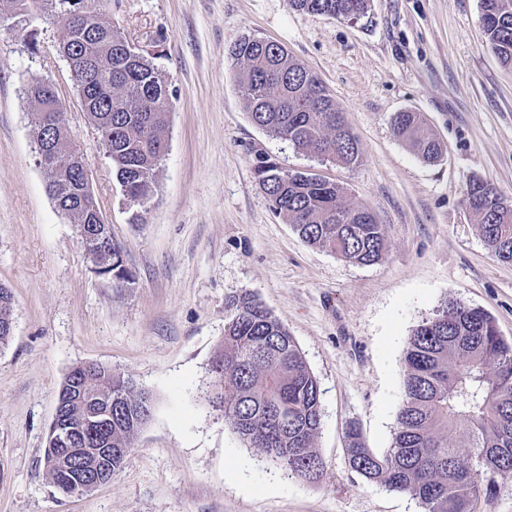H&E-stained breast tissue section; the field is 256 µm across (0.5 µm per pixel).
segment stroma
Listing matches in <instances>:
<instances>
[{
  "label": "stroma",
  "mask_w": 512,
  "mask_h": 512,
  "mask_svg": "<svg viewBox=\"0 0 512 512\" xmlns=\"http://www.w3.org/2000/svg\"><path fill=\"white\" fill-rule=\"evenodd\" d=\"M102 8L157 54L172 93L168 149L144 208L125 196L80 107L56 51L62 23L0 29V283L14 297L0 348V512H424L351 471L347 431L357 427L375 453L392 447L407 338L448 298L487 311L512 340V264L492 256L464 203L473 176L512 198V66L485 43L480 0H370L355 22L288 0ZM245 34L283 44L319 78L359 138V164L251 122L229 58ZM34 78L57 90L132 287L95 275L73 218L46 191L25 94ZM399 112L424 115L438 162L397 137ZM262 157L341 185L348 206L383 224L384 257L354 264L301 240L258 184ZM243 293L288 328L319 382V480L247 447L207 402L225 304ZM88 363L130 379L152 414L111 481L65 496L44 473L46 438L65 376Z\"/></svg>",
  "instance_id": "35a3bbf8"
}]
</instances>
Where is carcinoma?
Listing matches in <instances>:
<instances>
[{
	"label": "carcinoma",
	"instance_id": "1",
	"mask_svg": "<svg viewBox=\"0 0 512 512\" xmlns=\"http://www.w3.org/2000/svg\"><path fill=\"white\" fill-rule=\"evenodd\" d=\"M80 2L42 0V9L64 21ZM288 3L296 11L339 19H360L368 11V0ZM482 24L487 46L503 64L512 65V0H482ZM127 44L120 29L102 17L68 49L84 71L87 115L106 144L115 178L131 201L145 206L156 191L157 168L167 149L172 100L153 57L131 60ZM229 55L241 67L240 91L255 126L340 164L360 162V143L331 95L285 47L244 35ZM394 131L423 161L440 157V143L424 130L420 113H398ZM255 172L274 211L306 243L356 264L383 258V226L368 210L346 206L343 187L315 174L284 170L268 157L259 159ZM50 197L62 212L74 207L69 187H59ZM499 201L500 193L488 181L468 180L465 204L483 241L498 261L511 264L512 210L501 209ZM78 235L96 274L112 273L117 288L135 283L109 224H80ZM226 310L224 342L212 361L224 381H213L209 404L224 412V420L250 447L293 474L320 479L325 462L313 448L321 425L317 378L286 326L256 297H234ZM13 327V295L0 284V347L8 344ZM109 372L104 366L79 365L61 385L60 422L71 427L78 448H89L93 441L81 428L74 397L79 385L109 392L96 406H112L114 448L130 447L150 417L147 397ZM348 438L349 466L362 478L409 493L425 512H478L479 502L492 500L498 480L512 478V341L501 336L487 312L448 299L406 342L392 448L374 453L355 428ZM45 473L59 493L69 494V472L47 467Z\"/></svg>",
	"mask_w": 512,
	"mask_h": 512
}]
</instances>
